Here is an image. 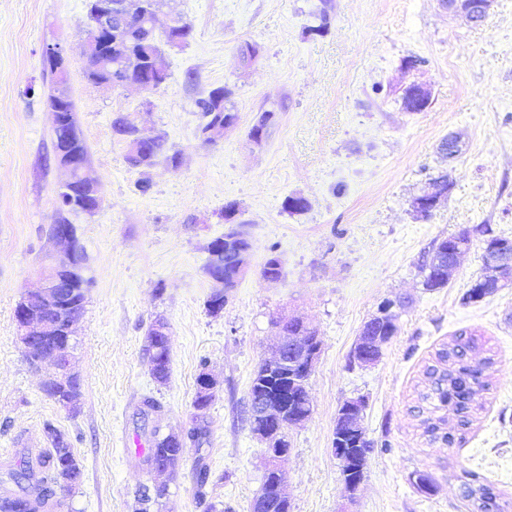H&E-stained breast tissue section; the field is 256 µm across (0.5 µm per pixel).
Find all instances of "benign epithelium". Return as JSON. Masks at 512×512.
Returning <instances> with one entry per match:
<instances>
[{
  "instance_id": "1",
  "label": "benign epithelium",
  "mask_w": 512,
  "mask_h": 512,
  "mask_svg": "<svg viewBox=\"0 0 512 512\" xmlns=\"http://www.w3.org/2000/svg\"><path fill=\"white\" fill-rule=\"evenodd\" d=\"M446 8L460 14L476 26L483 25L489 17L493 0H442ZM89 28L85 42L86 65L101 69L107 60L96 56V46L100 37L112 31V28L133 22L134 17L145 15L151 18L154 27H159L158 12L154 11L147 0H88ZM105 69V68H103ZM106 76L98 83L104 88L135 86L143 92L152 89L153 81L147 73L135 75L126 70L105 69ZM56 159L69 172L85 171L86 163L76 160L74 154L65 149L55 150ZM448 183L442 179L435 181L422 194L411 201L413 211L421 218H428L439 202L448 197ZM53 237L64 246V258L44 277L42 287L29 294L20 302L15 315L18 328V341L32 360L45 366L47 376L65 381L73 376L72 360L74 353V327L79 316L74 315L64 324L50 322L32 315L29 303L39 302L49 305L58 298L57 289L77 287L78 247L74 234L61 230L58 224L51 225ZM455 247L448 250V263L440 267L446 275L452 272L465 252V244L454 241ZM484 250L489 255V267L485 276L476 283V293L482 290H499L512 283V254L502 250L501 245L489 239L484 241ZM402 302L386 299L382 301L372 318L381 320L398 317ZM386 342L383 336H361L355 344L351 361L359 366H369L376 362L381 347ZM322 341L314 335L310 341L303 336H282L273 347L272 359L266 361L275 368L289 365L286 372L288 385L302 391L304 400H309V380L319 359ZM362 409V400L345 401L337 414L336 425L344 424L350 432H355V424ZM248 417L252 432L267 445V468L274 471L277 480H282L279 462L290 451L288 429L303 424L309 419L307 414H285V410L270 401L264 395L249 393ZM370 452L358 448L352 449L348 457H336L346 490L355 494L363 480L364 469Z\"/></svg>"
}]
</instances>
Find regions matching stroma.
Returning a JSON list of instances; mask_svg holds the SVG:
<instances>
[{
    "label": "stroma",
    "mask_w": 512,
    "mask_h": 512,
    "mask_svg": "<svg viewBox=\"0 0 512 512\" xmlns=\"http://www.w3.org/2000/svg\"><path fill=\"white\" fill-rule=\"evenodd\" d=\"M329 22L310 33L323 2ZM191 23L193 36L164 49L166 82L144 93L87 82L81 45L84 0H0V462L47 447L45 423L71 442L82 469L65 497L71 512H139L151 479L136 442L152 431L186 433L196 377L212 373L217 393L204 444L186 442L176 476L150 512H252L265 448L247 416L258 364L271 357L277 317L296 316L322 340L309 381L312 415L290 429L281 464L293 512H473L460 494L466 473L491 483L512 512V287L476 303L464 295L483 267L474 237L446 287L423 288L422 264L434 243L460 229L489 225L512 237V0H494L485 25L449 13L441 0H164ZM261 45L244 62V43ZM66 54V90L76 106L96 179L100 209L70 214L85 253L86 307L76 326L77 412L42 390L44 374L17 339L15 310L39 287L61 253L51 238L57 191L67 173L55 161L47 99L56 83L47 47ZM426 85L421 112L402 106V90ZM232 89L234 129L202 144L194 102L211 88ZM277 112L264 147L248 130L259 112ZM124 112L164 132L182 158L148 171L131 168L112 132ZM461 151H439L448 135ZM449 172L447 200L427 219L411 200ZM148 177L151 189L136 184ZM300 195L308 210L283 212ZM246 221L247 271L211 315L214 284L204 270L207 244L223 236L227 203ZM279 281L261 275L270 255ZM404 297L398 332L380 361L361 368L350 355L380 302ZM169 327L170 378L151 375L145 337L156 319ZM492 359L488 387L471 425L453 446L423 432L424 371L459 334ZM153 398L159 414L144 416ZM361 397V423L374 443L365 479L349 498L331 452L336 413ZM210 478L197 489L195 468ZM430 475L432 494L417 490Z\"/></svg>",
    "instance_id": "35a3bbf8"
}]
</instances>
